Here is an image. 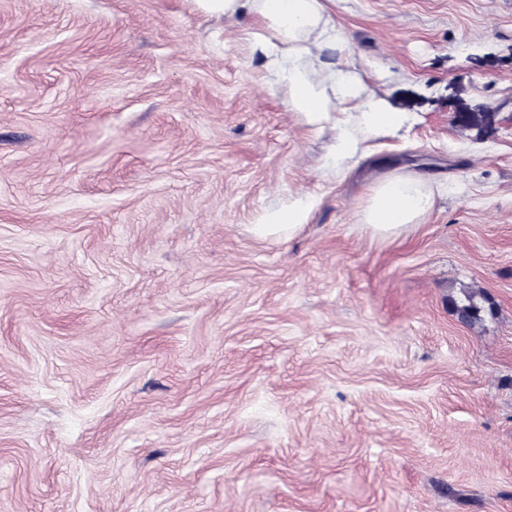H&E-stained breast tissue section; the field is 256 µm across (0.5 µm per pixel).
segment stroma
Here are the masks:
<instances>
[{"mask_svg": "<svg viewBox=\"0 0 512 512\" xmlns=\"http://www.w3.org/2000/svg\"><path fill=\"white\" fill-rule=\"evenodd\" d=\"M335 18L414 121L327 180L249 17L0 0V512H512V0ZM400 165L455 191L381 237ZM459 110L468 112H457L455 116L456 122L463 128H488L492 127L495 122L496 113L485 112L480 107L471 108L462 107ZM315 206V198L309 195L288 198L287 206L266 212L249 230L263 238H290L306 224ZM486 297L481 290H471L466 292L464 303L460 306L456 305V311L461 320L468 324H474L481 319V313L484 310L482 302L486 301Z\"/></svg>", "mask_w": 512, "mask_h": 512, "instance_id": "1", "label": "stroma"}]
</instances>
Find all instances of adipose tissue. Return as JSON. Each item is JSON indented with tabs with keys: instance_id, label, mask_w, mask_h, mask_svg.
<instances>
[{
	"instance_id": "obj_1",
	"label": "adipose tissue",
	"mask_w": 512,
	"mask_h": 512,
	"mask_svg": "<svg viewBox=\"0 0 512 512\" xmlns=\"http://www.w3.org/2000/svg\"><path fill=\"white\" fill-rule=\"evenodd\" d=\"M204 14L224 19L246 15L255 21L249 33L253 51L264 59L270 83L287 89L286 106L312 129H332L333 142L321 167L324 175L348 173L366 156L369 140L402 130L403 112L366 96L360 76L322 60L324 49L343 51L334 21L336 0H194ZM448 181L410 168L380 172L367 185L359 221L377 235H393L418 224L446 197ZM316 200L289 198L286 206L266 212L250 231L263 238L298 233Z\"/></svg>"
}]
</instances>
